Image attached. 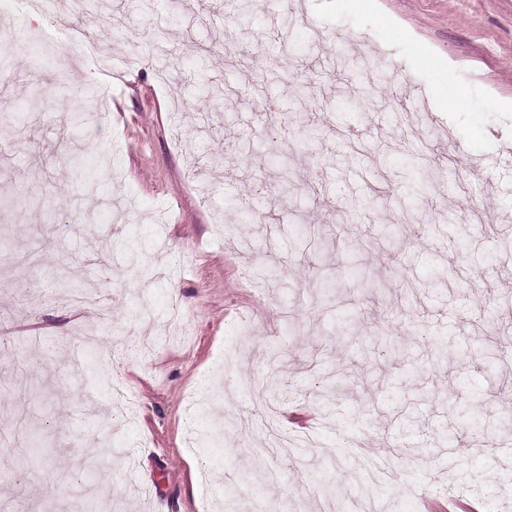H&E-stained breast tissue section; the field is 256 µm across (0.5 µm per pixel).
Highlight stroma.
Listing matches in <instances>:
<instances>
[{
	"label": "stroma",
	"instance_id": "obj_1",
	"mask_svg": "<svg viewBox=\"0 0 512 512\" xmlns=\"http://www.w3.org/2000/svg\"><path fill=\"white\" fill-rule=\"evenodd\" d=\"M111 2L70 19L106 69L26 38L0 81V512L78 494L85 512H225L232 487L234 512H296L305 485L349 495L361 457L386 512H512V0H262L247 22L242 0ZM72 154L93 184L68 177ZM351 194L368 203L350 222ZM309 220L329 232L317 251ZM173 298L187 330L170 336ZM110 376L132 411L104 429ZM271 410L290 431L309 415L313 441L259 466Z\"/></svg>",
	"mask_w": 512,
	"mask_h": 512
}]
</instances>
